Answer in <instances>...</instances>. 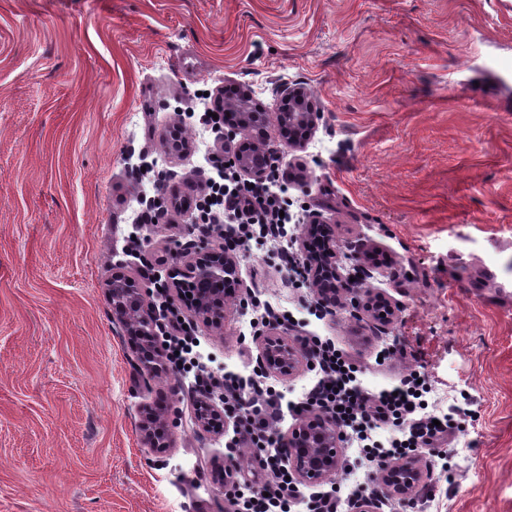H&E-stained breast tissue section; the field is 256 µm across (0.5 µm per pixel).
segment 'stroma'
Segmentation results:
<instances>
[{"instance_id": "1", "label": "stroma", "mask_w": 512, "mask_h": 512, "mask_svg": "<svg viewBox=\"0 0 512 512\" xmlns=\"http://www.w3.org/2000/svg\"><path fill=\"white\" fill-rule=\"evenodd\" d=\"M285 81L323 110L301 157L269 128L292 210L332 205L338 242L377 246L367 285L400 313L314 316L270 243L239 248L244 291L336 340L364 387L414 368L463 410L451 470L393 512H512V0H0V512H225L219 466L266 480L192 424L193 374H139L104 283L118 263L155 279L163 244L196 240L192 212L140 215L211 175V92L272 112ZM175 126L188 156L164 145ZM256 333L235 302L223 331L194 328L216 376L250 372ZM173 387L183 421L156 457L142 406Z\"/></svg>"}]
</instances>
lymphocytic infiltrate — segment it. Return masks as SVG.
<instances>
[{
  "mask_svg": "<svg viewBox=\"0 0 512 512\" xmlns=\"http://www.w3.org/2000/svg\"><path fill=\"white\" fill-rule=\"evenodd\" d=\"M286 191V185L274 179L263 185H251L227 167L219 181L210 184L208 194L196 201L195 208L202 223L223 224L227 246L242 245L255 227L265 238L276 242L284 238L289 222L282 214ZM311 347L319 378L303 400L295 403L294 410L301 415L319 408L333 414L342 428L362 441L363 458L370 465L407 458L416 450L433 446L458 427L454 413L424 412L423 396L428 386L416 374L402 379L397 390L371 393L358 384L356 366L335 344L315 338ZM199 383L205 393L223 398L225 412L239 419L244 441L264 452L270 478L262 485L240 488L236 512H291L295 482L279 455L272 452L276 441L270 426L278 418L280 408L270 386L260 379L247 380L232 372L218 379L203 377ZM381 428L395 429V437L384 445L370 442L372 432Z\"/></svg>",
  "mask_w": 512,
  "mask_h": 512,
  "instance_id": "obj_1",
  "label": "lymphocytic infiltrate"
}]
</instances>
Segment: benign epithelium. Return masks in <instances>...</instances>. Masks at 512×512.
Instances as JSON below:
<instances>
[{"label":"benign epithelium","mask_w":512,"mask_h":512,"mask_svg":"<svg viewBox=\"0 0 512 512\" xmlns=\"http://www.w3.org/2000/svg\"><path fill=\"white\" fill-rule=\"evenodd\" d=\"M274 93L279 100L274 121L279 128L288 130V141L294 151H305L321 119L319 100L308 88L288 82L278 84ZM221 110H232L239 115L236 123L221 131L224 162L248 178L265 180L280 161L277 151L270 146V114L253 104L252 91L248 88L237 98L223 101ZM300 252L306 286L323 311L333 312L341 306L352 318L368 316L383 328L397 321L399 307L359 283L371 257L365 245L340 246L329 234L320 253H310L303 240ZM239 282L237 252L213 246L207 232L173 257L168 277L162 282L155 281L150 286L129 274H112L105 282L112 316L124 334L136 340L134 354L139 372L147 379L172 372L163 341L166 330L154 297L176 296L183 300L191 322L221 330L228 299L236 294ZM199 284L207 288L194 293L191 299L186 298V291ZM259 361L264 370L283 377H291L314 364L308 348L273 330L260 334ZM176 402L174 390L159 408L148 405L143 409L141 436L144 447L152 454L164 455L171 446L167 427L177 419ZM195 421L200 429L210 433L221 434L226 428L224 410L207 396L195 403ZM344 442L345 435L336 422L326 413L312 410L280 435L278 451L298 482L318 484L339 474ZM377 479L385 493L405 505L414 503L424 484L423 471L412 458L380 464Z\"/></svg>","instance_id":"benign-epithelium-1"}]
</instances>
